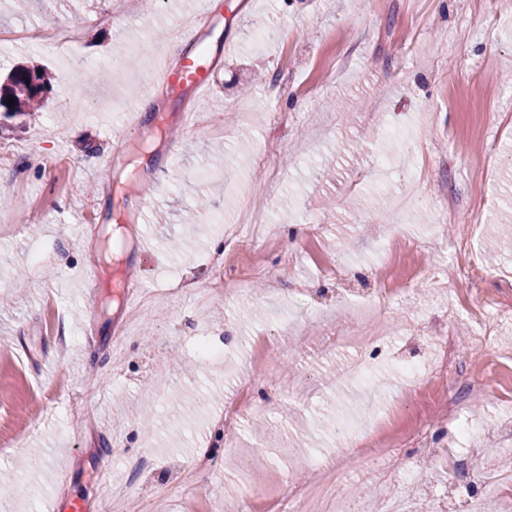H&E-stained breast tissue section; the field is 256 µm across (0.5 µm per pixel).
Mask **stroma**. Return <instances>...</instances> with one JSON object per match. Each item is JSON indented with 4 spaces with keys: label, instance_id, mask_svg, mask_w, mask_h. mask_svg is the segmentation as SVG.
Wrapping results in <instances>:
<instances>
[{
    "label": "stroma",
    "instance_id": "obj_1",
    "mask_svg": "<svg viewBox=\"0 0 512 512\" xmlns=\"http://www.w3.org/2000/svg\"><path fill=\"white\" fill-rule=\"evenodd\" d=\"M207 9L215 21L195 48L213 63L207 95L151 85L139 55L105 82L88 79L144 40L179 66L188 47L171 31ZM49 13L57 27L82 23L77 43L0 48V72L36 66L58 77L42 116L0 123V476L11 482L0 512H46L73 497L88 512H224L247 496L253 512H268L311 461L332 460L337 421L369 429L382 417L404 383L393 358L426 355L434 320L468 346L482 339L455 285L430 275L453 262L461 230L446 222L444 200L460 215L477 211L483 292L512 301V255H485L493 237L512 236V0H28L20 13L0 0V30L43 27ZM148 97L160 122L113 153L106 129ZM406 125L416 141L390 137ZM144 146L158 164L141 175L153 191L138 215L130 165ZM202 168L207 181L190 178ZM418 172L422 198L399 229L421 245L389 258L409 296L386 310L376 384L337 386L352 353L336 338L351 327L350 306L380 288L373 267L393 221L371 202ZM265 182L275 185L273 236L214 253L248 189ZM201 196L206 215L185 223ZM116 224L114 252L142 284L137 316L114 299L121 282L105 262ZM430 224L444 248L425 244ZM224 264L241 270L227 299L211 290V268ZM117 326L126 341L116 353ZM200 336L224 349L234 374L195 365ZM485 339L501 358L466 415L483 426L488 477L461 471L451 503L480 485L491 512H512L501 494L512 440L498 429L512 413V327ZM301 370L317 386L302 398L289 391ZM241 381L259 409L225 447L213 420ZM209 447V468H197ZM412 455L370 464L367 478L349 474L354 512H378L399 493ZM64 469L72 483H59Z\"/></svg>",
    "mask_w": 512,
    "mask_h": 512
}]
</instances>
